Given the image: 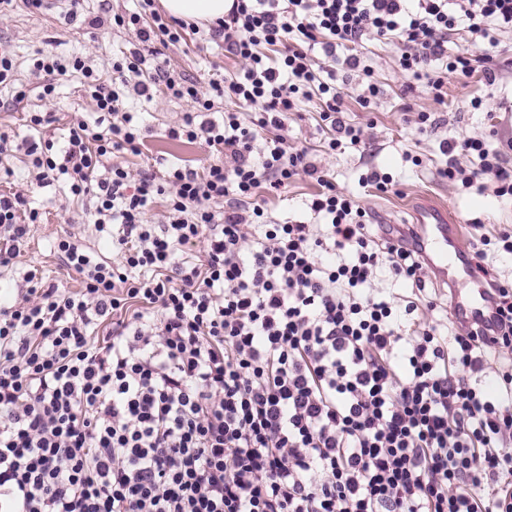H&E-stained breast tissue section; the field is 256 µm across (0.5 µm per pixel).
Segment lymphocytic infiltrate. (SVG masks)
I'll use <instances>...</instances> for the list:
<instances>
[{"label":"lymphocytic infiltrate","instance_id":"lymphocytic-infiltrate-1","mask_svg":"<svg viewBox=\"0 0 512 512\" xmlns=\"http://www.w3.org/2000/svg\"><path fill=\"white\" fill-rule=\"evenodd\" d=\"M109 20L145 42H223L243 68L202 87L153 50L123 52L109 78L82 56L34 59L35 73L79 74L99 121L74 123L59 151L1 132L0 168L21 152L37 186L65 181L120 259L60 239L79 290L28 273L0 305V512H512V279L484 277L492 328L454 327L423 293L416 232L372 223L285 136L306 100L327 152L366 149L336 71L369 106L381 92L362 53L371 40L397 45L403 97L443 102L449 76L476 71L495 84L512 71L499 52L512 0H232L204 29L139 0ZM457 30L483 53L449 54ZM159 91L191 106L170 137L216 156L163 183L112 159L140 145L126 98ZM227 101L236 111L212 119ZM439 150L438 177L512 199L511 136ZM302 175L320 185L312 223L273 222L260 191ZM27 205L0 195L1 266L38 220ZM381 271L417 296L388 300L373 286Z\"/></svg>","mask_w":512,"mask_h":512}]
</instances>
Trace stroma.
Segmentation results:
<instances>
[{"label": "stroma", "mask_w": 512, "mask_h": 512, "mask_svg": "<svg viewBox=\"0 0 512 512\" xmlns=\"http://www.w3.org/2000/svg\"><path fill=\"white\" fill-rule=\"evenodd\" d=\"M100 13L98 0H86L83 16L72 20L59 12L29 8L24 0H16L13 9L0 16V44L5 45L19 64L18 77L29 90L21 102H14L11 90L0 91V131L26 134L29 112L41 110L52 113L54 122L47 131L56 146H63L69 131L72 113H80L87 123H95L93 112L85 97L78 77L67 74L54 80L53 99L39 97V78L31 69L37 52L63 55H84L94 60L100 70H109L113 55L128 50L137 43L135 31L102 25L90 27L89 18ZM148 49L158 51L159 58L170 68L187 70L201 81L223 78L240 70L237 58L225 51L223 43L208 42L200 36L190 35L177 43L161 44L153 40ZM370 64L384 93L373 100L369 108H362L355 87H347L344 107L353 122L368 125L372 140L367 154L348 149L336 154L323 151L324 134L317 125L315 104H303L300 113L291 115L288 122V143L293 147L313 150L315 164L334 178L337 187L353 193L382 224L414 225L424 216L427 207L443 210L449 223L460 225V236L469 239V219L480 218L486 230L497 225L512 223V202L501 200L492 193L476 189L462 190L453 183L437 178L435 168L441 163L439 142L453 134L472 137L488 136L492 128L512 130V74H503L492 85L486 84L482 72H474L459 80L449 78L448 94L443 102H435L426 93H417L412 100L400 95L403 82L395 61L396 46L379 41L371 42L366 51ZM480 97L485 101L481 110H472L469 102ZM414 110L434 112L440 116L442 126L428 135L418 134L409 121L405 105ZM134 112L146 133L139 153L122 151L116 159L131 171L149 169L157 176H165L172 164L201 169L208 160L207 148L171 139L170 128L177 126L187 110L185 103L157 93L152 100L132 99L126 104ZM417 154L423 160L416 166L406 161V154ZM391 173L398 183V193L380 194L374 188L363 186L359 177L367 166ZM319 190L315 180L301 177L266 195L269 217L278 223L309 221L306 200ZM29 205L38 211L40 222L33 226L23 251L9 267H0V301H12L24 274L35 271L44 281L59 287L78 290V275L60 264L53 254L55 242L66 236L80 237L83 245L93 254L112 258L111 238L98 232L88 223L81 203L69 194L67 187L57 183L29 194Z\"/></svg>", "instance_id": "35a3bbf8"}]
</instances>
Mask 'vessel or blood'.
<instances>
[{
  "mask_svg": "<svg viewBox=\"0 0 512 512\" xmlns=\"http://www.w3.org/2000/svg\"><path fill=\"white\" fill-rule=\"evenodd\" d=\"M420 247L433 270L444 281L454 283L453 313L463 325H489L494 303L486 292L476 263L464 249L456 225L422 224Z\"/></svg>",
  "mask_w": 512,
  "mask_h": 512,
  "instance_id": "1",
  "label": "vessel or blood"
}]
</instances>
